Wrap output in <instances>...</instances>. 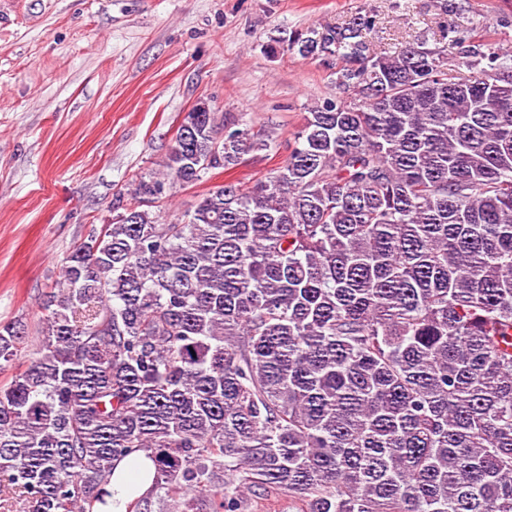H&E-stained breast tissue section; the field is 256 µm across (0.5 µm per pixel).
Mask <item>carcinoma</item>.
<instances>
[{
	"instance_id": "1",
	"label": "carcinoma",
	"mask_w": 512,
	"mask_h": 512,
	"mask_svg": "<svg viewBox=\"0 0 512 512\" xmlns=\"http://www.w3.org/2000/svg\"><path fill=\"white\" fill-rule=\"evenodd\" d=\"M376 15L294 31L334 69L282 164L188 219L143 208L275 144L201 99L166 177H139L43 304L0 388V512H93L150 452L132 512H512V51L456 34L470 70ZM22 335L0 325V368ZM254 498V512H298V503L287 495Z\"/></svg>"
}]
</instances>
